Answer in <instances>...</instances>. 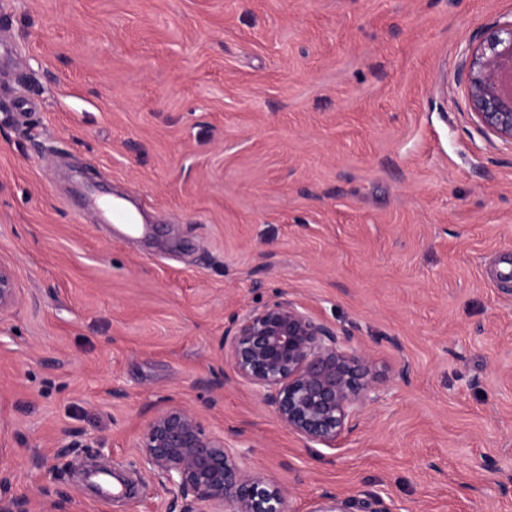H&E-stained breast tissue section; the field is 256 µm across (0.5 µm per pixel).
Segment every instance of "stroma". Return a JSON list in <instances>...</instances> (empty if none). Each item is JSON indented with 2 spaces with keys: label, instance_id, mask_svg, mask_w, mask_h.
I'll return each instance as SVG.
<instances>
[{
  "label": "stroma",
  "instance_id": "35a3bbf8",
  "mask_svg": "<svg viewBox=\"0 0 512 512\" xmlns=\"http://www.w3.org/2000/svg\"><path fill=\"white\" fill-rule=\"evenodd\" d=\"M512 0H0V466L84 512H180L141 464L156 408L289 487L387 512H512V143L466 70ZM164 232L106 223L72 174ZM368 350L383 395L306 444L222 362L275 291ZM408 381L391 376L400 362ZM96 457L132 496L85 491ZM17 300V285L11 269L0 264V315L7 313Z\"/></svg>",
  "mask_w": 512,
  "mask_h": 512
}]
</instances>
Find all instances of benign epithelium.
<instances>
[{"label": "benign epithelium", "instance_id": "1", "mask_svg": "<svg viewBox=\"0 0 512 512\" xmlns=\"http://www.w3.org/2000/svg\"><path fill=\"white\" fill-rule=\"evenodd\" d=\"M471 113L496 137L512 142V20L498 23L472 47L467 67ZM17 300L11 269L0 265V315ZM349 336L279 293L230 315L220 341L222 358L250 384L259 401L306 443L336 447L360 413L381 398L378 362L349 350ZM139 448L145 468L184 500V512H287L288 487L260 468L240 465L242 453L224 435L207 430L196 412L161 408L147 423ZM114 472L94 461L82 472L85 489L111 492L97 481ZM51 512H76L70 496L51 497ZM0 512H37L35 503L0 493ZM309 512H387L380 500L324 491Z\"/></svg>", "mask_w": 512, "mask_h": 512}]
</instances>
